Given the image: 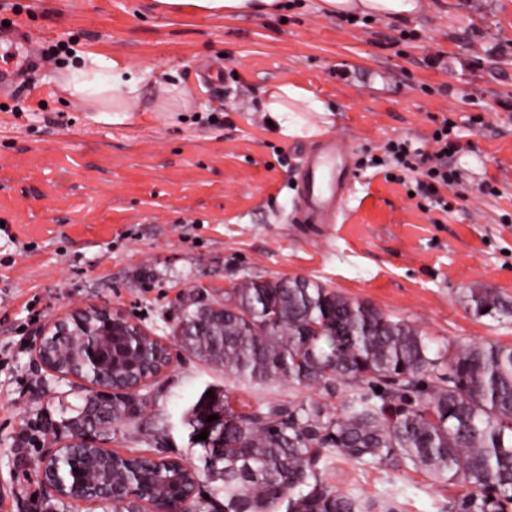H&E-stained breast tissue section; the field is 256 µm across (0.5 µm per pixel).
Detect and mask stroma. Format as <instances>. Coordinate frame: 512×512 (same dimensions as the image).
I'll return each mask as SVG.
<instances>
[{
  "instance_id": "obj_1",
  "label": "stroma",
  "mask_w": 512,
  "mask_h": 512,
  "mask_svg": "<svg viewBox=\"0 0 512 512\" xmlns=\"http://www.w3.org/2000/svg\"><path fill=\"white\" fill-rule=\"evenodd\" d=\"M268 17L165 16L156 0H0V23L38 49L66 46L24 86L0 92V512H105L49 494L39 462L68 432L25 442L75 415L71 382L38 366L30 341L78 309L135 319L172 354L134 420L106 449L199 464L187 411L206 387L235 411L341 393L254 384L184 353L178 305L193 289L223 298L244 280L306 277L414 324L433 346H512V318L466 306L472 288L512 298V0H422L417 14L351 25L318 0ZM175 72L182 98L145 92L133 113L63 94L74 55ZM289 82L333 106L328 135L354 148L335 224H295L300 166L314 139L268 123L263 91ZM448 160L468 188L447 210L391 179L387 141L426 147L443 120ZM378 166H370V159ZM494 194L480 193L483 185ZM327 478L400 512H439L448 491L422 472L362 470L331 458Z\"/></svg>"
}]
</instances>
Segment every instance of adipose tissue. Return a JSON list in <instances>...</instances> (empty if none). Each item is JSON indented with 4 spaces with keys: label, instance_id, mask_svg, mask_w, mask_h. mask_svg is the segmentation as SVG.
Here are the masks:
<instances>
[{
    "label": "adipose tissue",
    "instance_id": "ef3b65f1",
    "mask_svg": "<svg viewBox=\"0 0 512 512\" xmlns=\"http://www.w3.org/2000/svg\"><path fill=\"white\" fill-rule=\"evenodd\" d=\"M159 5L168 15L189 12L208 16H268L280 9L278 0H159ZM420 8L419 0H320L319 4L321 12L338 17L395 18L413 14ZM151 85L168 94L177 90L170 74L123 60L97 57L89 63L81 58L72 61L63 89L69 97L80 101L106 105L114 112H129L141 90ZM263 109L288 135L301 137L322 135L324 129L317 119L332 112L314 92L288 82L266 90Z\"/></svg>",
    "mask_w": 512,
    "mask_h": 512
}]
</instances>
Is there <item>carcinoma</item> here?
<instances>
[{
  "mask_svg": "<svg viewBox=\"0 0 512 512\" xmlns=\"http://www.w3.org/2000/svg\"><path fill=\"white\" fill-rule=\"evenodd\" d=\"M468 307L493 318H512V300L481 288ZM200 292L181 302L179 346L254 383L286 380L297 387L345 392L338 406L320 401L268 405L237 414L224 393L202 392L192 405L191 435L210 425L224 447L207 448L201 461L212 482L194 512H363L375 508L326 478L330 452L361 469L388 466L422 471L437 483L466 488L442 503L441 512H509L512 509V346L490 340L432 350L411 323L368 302L352 301L322 283L301 278L284 288L247 280L224 293V317H202ZM132 362L115 374L89 376L109 386L112 377H136L164 366L160 343L130 335ZM67 366L71 341L48 345ZM381 391H376V388ZM81 409L103 403L107 417L90 427L100 440L110 425L135 418L123 398L102 402L87 387ZM210 415L218 419L208 423ZM75 455L62 449L59 475L71 479ZM158 492L193 493L200 470L177 460L157 463L143 455L105 462L96 473L104 507L118 497L134 470Z\"/></svg>",
  "mask_w": 512,
  "mask_h": 512,
  "instance_id": "1",
  "label": "carcinoma"
}]
</instances>
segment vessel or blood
<instances>
[{
  "label": "vessel or blood",
  "instance_id": "1",
  "mask_svg": "<svg viewBox=\"0 0 512 512\" xmlns=\"http://www.w3.org/2000/svg\"><path fill=\"white\" fill-rule=\"evenodd\" d=\"M3 42L9 43L11 57L0 64V88L24 80L38 62L36 49L28 38L1 30L0 43ZM352 157V146L327 139L319 152L306 158L298 223H337L354 176Z\"/></svg>",
  "mask_w": 512,
  "mask_h": 512
}]
</instances>
